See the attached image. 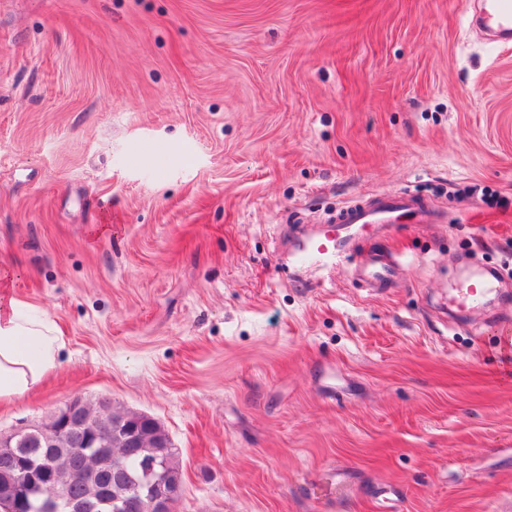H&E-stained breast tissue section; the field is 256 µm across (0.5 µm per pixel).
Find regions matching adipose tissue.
Wrapping results in <instances>:
<instances>
[{
    "label": "adipose tissue",
    "mask_w": 512,
    "mask_h": 512,
    "mask_svg": "<svg viewBox=\"0 0 512 512\" xmlns=\"http://www.w3.org/2000/svg\"><path fill=\"white\" fill-rule=\"evenodd\" d=\"M65 341L48 312L0 289V402L24 398L58 365Z\"/></svg>",
    "instance_id": "ef3b65f1"
}]
</instances>
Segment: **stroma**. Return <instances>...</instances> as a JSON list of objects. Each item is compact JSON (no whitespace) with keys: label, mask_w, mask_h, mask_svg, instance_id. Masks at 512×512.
<instances>
[{"label":"stroma","mask_w":512,"mask_h":512,"mask_svg":"<svg viewBox=\"0 0 512 512\" xmlns=\"http://www.w3.org/2000/svg\"><path fill=\"white\" fill-rule=\"evenodd\" d=\"M467 7L0 0V271L65 336L0 435L104 398L168 430L174 512H512V44ZM399 190L444 221L298 262ZM471 259L501 296L457 315ZM396 263L380 253H374L370 261L360 270L361 277L372 287H381L394 275Z\"/></svg>","instance_id":"35a3bbf8"}]
</instances>
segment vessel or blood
Returning a JSON list of instances; mask_svg holds the SVG:
<instances>
[{"label":"vessel or blood","mask_w":512,"mask_h":512,"mask_svg":"<svg viewBox=\"0 0 512 512\" xmlns=\"http://www.w3.org/2000/svg\"><path fill=\"white\" fill-rule=\"evenodd\" d=\"M471 24L490 32L492 44H511L512 0H480L471 18ZM402 211L413 212L422 223H437L441 220V213L435 205L421 201L415 195L406 192L381 194L367 204L349 205L340 210L336 216L338 227L335 233L313 242L306 257L310 260L335 258L352 243L357 228L380 227L392 223L397 213ZM395 271V262L376 253L361 269L360 275L371 286L379 287L390 280ZM493 290V280L481 276L460 288L450 298L449 303L458 308L474 309L481 305Z\"/></svg>","instance_id":"vessel-or-blood-1"}]
</instances>
